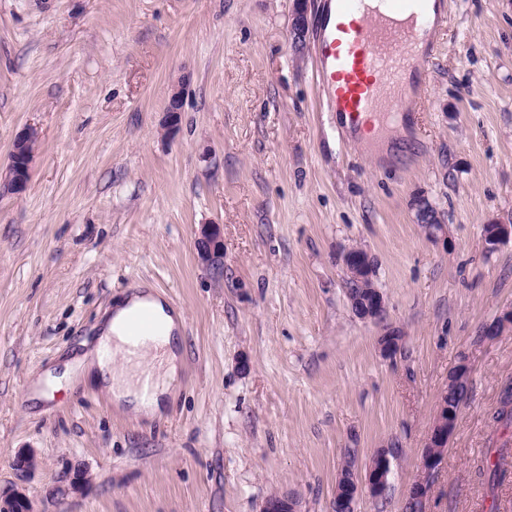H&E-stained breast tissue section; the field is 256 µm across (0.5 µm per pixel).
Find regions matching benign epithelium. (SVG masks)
Wrapping results in <instances>:
<instances>
[{"instance_id":"7a95c632","label":"benign epithelium","mask_w":512,"mask_h":512,"mask_svg":"<svg viewBox=\"0 0 512 512\" xmlns=\"http://www.w3.org/2000/svg\"><path fill=\"white\" fill-rule=\"evenodd\" d=\"M307 0H294L291 30L295 42L304 40L307 26L305 4ZM187 78L171 86L166 112L170 122L175 123L182 109L184 90ZM37 133L30 129L18 135L9 156V164L0 182V190L11 194L23 193L29 182L30 171L35 158ZM416 221L422 225L427 237L438 240L447 237V227L433 205L421 198L416 204ZM483 237L485 249L492 253L501 245L512 241V225L493 222L484 225ZM198 260L207 267L224 265V239L218 224L201 226L195 241ZM339 263L344 272V288L352 312L365 321L382 323L387 315V303L383 292L370 287L375 275L374 264L369 254L357 247L343 250L339 255ZM512 329V310L501 316L495 323L486 326L481 336L492 339ZM378 350L385 359L394 358L402 349L403 336L400 332L387 327L379 336ZM462 402L448 401V396L441 395L437 415L431 425L427 439L423 445L422 466L425 471H433L440 463L448 439L452 434L458 411ZM14 469L22 478H27L38 468L36 455L31 451H20L14 458ZM391 472L390 450L382 448L370 459L365 472L358 474L347 463L340 471L337 480L336 494L331 502V512H355L360 495L369 493L373 498L383 494ZM58 482L66 485L71 493H79L87 482V475L80 469L64 470L58 475ZM428 496V483L418 480L412 486L406 502L405 512H425ZM0 512H37L31 498L22 488H14L0 496ZM261 512H301L297 499L286 494H278L267 498Z\"/></svg>"}]
</instances>
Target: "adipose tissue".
Listing matches in <instances>:
<instances>
[{
    "mask_svg": "<svg viewBox=\"0 0 512 512\" xmlns=\"http://www.w3.org/2000/svg\"><path fill=\"white\" fill-rule=\"evenodd\" d=\"M148 304L161 324L159 339L151 344L131 343L122 325L129 314ZM180 314L152 292H138L116 300L102 326L96 350L78 360L87 381L106 391L116 408L137 414L160 415L173 393L182 366ZM105 350L119 355V362L102 359Z\"/></svg>",
    "mask_w": 512,
    "mask_h": 512,
    "instance_id": "adipose-tissue-1",
    "label": "adipose tissue"
}]
</instances>
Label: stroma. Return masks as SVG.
<instances>
[{
  "label": "stroma",
  "mask_w": 512,
  "mask_h": 512,
  "mask_svg": "<svg viewBox=\"0 0 512 512\" xmlns=\"http://www.w3.org/2000/svg\"><path fill=\"white\" fill-rule=\"evenodd\" d=\"M309 0H0V172L36 129L27 190L0 195V491L33 449L38 512H260L287 494L330 512L348 454L389 443V485L356 512H402L427 479L425 512H512V477L483 469L512 430L490 420L512 383V0H447L409 125L357 143L316 108ZM188 77L175 132L168 92ZM443 214L428 240L414 204ZM224 230L203 267L201 225ZM357 246L403 347L357 318L339 253ZM150 286L183 315V363L161 416L116 409L93 387L36 399L46 375L97 343L114 300ZM468 396L438 468L423 444L461 358ZM248 371H241V361ZM86 471L61 494L63 468ZM483 237L486 251L495 252L501 245L512 241V225L499 222L485 224ZM198 260L207 267H223L224 239L219 224L201 226L195 241ZM391 327H386L379 336L377 344L380 355L385 359H393L402 349L403 336L399 331L394 332Z\"/></svg>",
  "instance_id": "obj_1"
}]
</instances>
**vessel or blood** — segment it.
I'll list each match as a JSON object with an SVG mask.
<instances>
[{
  "mask_svg": "<svg viewBox=\"0 0 512 512\" xmlns=\"http://www.w3.org/2000/svg\"><path fill=\"white\" fill-rule=\"evenodd\" d=\"M435 0H329L317 38L315 78L320 111L335 113L352 134H374L414 112L416 78L436 54L423 49L429 26L444 22ZM132 340L158 336L151 306L127 318Z\"/></svg>",
  "mask_w": 512,
  "mask_h": 512,
  "instance_id": "obj_1",
  "label": "vessel or blood"
}]
</instances>
